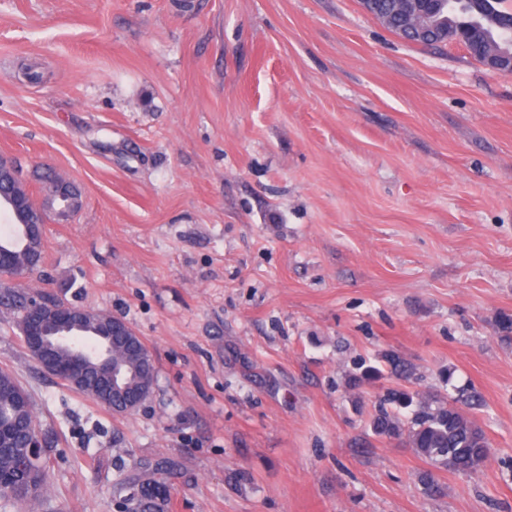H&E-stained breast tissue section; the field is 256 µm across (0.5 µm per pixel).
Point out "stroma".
Masks as SVG:
<instances>
[{"instance_id": "obj_1", "label": "stroma", "mask_w": 512, "mask_h": 512, "mask_svg": "<svg viewBox=\"0 0 512 512\" xmlns=\"http://www.w3.org/2000/svg\"><path fill=\"white\" fill-rule=\"evenodd\" d=\"M0 157L82 194L18 287L122 317L157 370L116 415L0 307L48 458L0 512H118L157 461L164 512H512V76L360 0H0ZM389 351L479 398L491 457L441 495L372 434L381 384L343 383Z\"/></svg>"}]
</instances>
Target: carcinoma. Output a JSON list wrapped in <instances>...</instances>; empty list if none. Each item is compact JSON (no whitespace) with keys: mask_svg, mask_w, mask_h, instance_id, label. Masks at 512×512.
Wrapping results in <instances>:
<instances>
[{"mask_svg":"<svg viewBox=\"0 0 512 512\" xmlns=\"http://www.w3.org/2000/svg\"><path fill=\"white\" fill-rule=\"evenodd\" d=\"M464 0H451L443 5L440 16H451V23L436 28L433 37L424 45L437 46L448 42L463 27L474 30L473 53L470 57L482 62L481 52L486 46L507 49L512 47V33L504 31L495 21L480 25L472 23L470 12L461 8ZM427 9L426 0H373L372 15L389 31L408 36L410 15ZM14 200L27 208L33 206V196L28 187L19 181L7 178L0 180V207L10 210L9 201ZM26 232L23 225L15 222L0 228V253L8 258V269H28L25 250ZM29 296L6 284L0 285V305L16 315L17 324L25 322L24 312ZM390 374L399 380L412 383L417 380L413 367L400 357L390 354L384 364L373 366L364 361L353 364L348 372L346 388L359 390L364 384ZM22 386L13 373L0 368V422L18 425V432L7 448L0 449V499L21 504H32L40 499L45 488L46 474H41L39 490L29 496L16 494V488L25 480V473L18 468V449L24 447L27 431L34 427L32 401L18 405L17 393ZM78 391L93 401L111 407L112 397H103L94 378L90 377ZM473 395L447 400L434 394H424L409 387H397L387 391L378 401L371 418L373 434L388 443L412 449L428 465L418 474V482L430 495L441 491L437 472L452 471L470 474L480 470L490 457L488 438L481 427L469 415L476 406ZM149 478L142 482L136 476H125L113 485V495L124 504L125 512H160V502L167 500L168 487L157 478L163 465L157 462L146 464Z\"/></svg>","mask_w":512,"mask_h":512,"instance_id":"1","label":"carcinoma"}]
</instances>
